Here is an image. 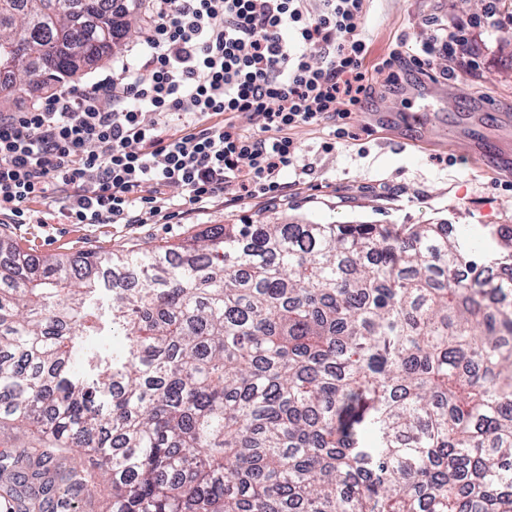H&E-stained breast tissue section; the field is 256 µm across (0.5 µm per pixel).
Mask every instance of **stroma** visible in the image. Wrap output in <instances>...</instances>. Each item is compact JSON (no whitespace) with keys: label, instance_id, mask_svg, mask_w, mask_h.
<instances>
[{"label":"stroma","instance_id":"obj_1","mask_svg":"<svg viewBox=\"0 0 512 512\" xmlns=\"http://www.w3.org/2000/svg\"><path fill=\"white\" fill-rule=\"evenodd\" d=\"M483 0H373L364 20L370 61L406 39L416 45L430 14L464 21ZM482 64L459 78L405 76L367 110L352 113L346 137L323 149L328 131L296 130L307 172L286 171V198L227 197L190 210L186 190L166 196L165 218L146 224H70L61 214L29 223L0 214V237L38 256L92 252L102 258L179 244L212 224H448L470 230L512 225V35H482Z\"/></svg>","mask_w":512,"mask_h":512}]
</instances>
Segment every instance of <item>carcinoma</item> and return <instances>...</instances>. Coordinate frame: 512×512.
Segmentation results:
<instances>
[{
	"label": "carcinoma",
	"instance_id": "obj_1",
	"mask_svg": "<svg viewBox=\"0 0 512 512\" xmlns=\"http://www.w3.org/2000/svg\"><path fill=\"white\" fill-rule=\"evenodd\" d=\"M142 0H0V85L119 46ZM215 224L112 260L0 245L3 512H512V226ZM119 336V351L93 346ZM81 451L89 466L57 453ZM111 500L112 488L109 485H101L92 498H78L79 512H107Z\"/></svg>",
	"mask_w": 512,
	"mask_h": 512
}]
</instances>
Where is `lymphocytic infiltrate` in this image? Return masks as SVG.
Masks as SVG:
<instances>
[{"instance_id":"1","label":"lymphocytic infiltrate","mask_w":512,"mask_h":512,"mask_svg":"<svg viewBox=\"0 0 512 512\" xmlns=\"http://www.w3.org/2000/svg\"><path fill=\"white\" fill-rule=\"evenodd\" d=\"M145 51L90 88L61 84L0 113V212L62 203L73 224L147 223L170 186L195 207L233 190L282 197L297 166L292 137L360 112L400 71L435 59L480 67L475 32L512 31L484 0L463 24L430 15L417 48L367 67L370 0H143ZM178 132H171V123Z\"/></svg>"}]
</instances>
